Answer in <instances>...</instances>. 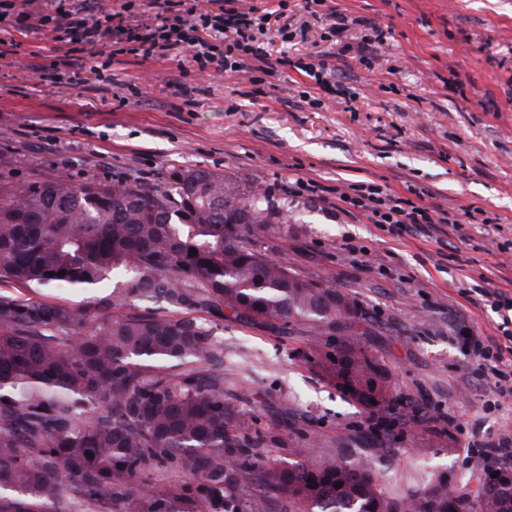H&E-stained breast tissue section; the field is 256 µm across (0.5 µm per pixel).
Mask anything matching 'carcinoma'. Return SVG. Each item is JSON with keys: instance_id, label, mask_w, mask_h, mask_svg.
I'll use <instances>...</instances> for the list:
<instances>
[{"instance_id": "cac0c4a2", "label": "carcinoma", "mask_w": 512, "mask_h": 512, "mask_svg": "<svg viewBox=\"0 0 512 512\" xmlns=\"http://www.w3.org/2000/svg\"><path fill=\"white\" fill-rule=\"evenodd\" d=\"M286 223L288 202L201 166L151 185L0 179V512H512V465L486 464L500 478L467 508L476 473L452 495L442 473L387 476V429L271 457L237 424L224 309L315 346L362 316L255 247ZM51 287L87 300L36 296Z\"/></svg>"}]
</instances>
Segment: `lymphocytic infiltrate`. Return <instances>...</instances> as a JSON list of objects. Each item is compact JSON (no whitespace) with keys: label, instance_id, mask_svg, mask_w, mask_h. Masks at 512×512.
I'll use <instances>...</instances> for the list:
<instances>
[{"label":"lymphocytic infiltrate","instance_id":"1","mask_svg":"<svg viewBox=\"0 0 512 512\" xmlns=\"http://www.w3.org/2000/svg\"><path fill=\"white\" fill-rule=\"evenodd\" d=\"M236 0H120L118 10L94 16L84 0H49L38 17L39 30L53 32L56 42L79 49L91 62V74L111 65L117 55L144 60L185 51L196 78L204 80L244 75L247 82H262L273 73L260 36L268 26V14L255 8H239ZM336 199L366 212L376 224H398L427 235L440 224L462 228L463 220L447 210L416 205L381 186L350 192L336 188ZM480 368L492 370L499 394L512 382V359L493 352L486 339L468 337L464 343Z\"/></svg>","mask_w":512,"mask_h":512}]
</instances>
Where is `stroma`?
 <instances>
[{
	"mask_svg": "<svg viewBox=\"0 0 512 512\" xmlns=\"http://www.w3.org/2000/svg\"><path fill=\"white\" fill-rule=\"evenodd\" d=\"M248 2L270 14L266 51L276 63L256 85L183 76L178 50L117 56L107 83L74 86L65 73L45 81L35 66L65 46L23 23L0 26V42L14 48L0 58V177L64 170L76 181L154 184L188 163L287 202V237L269 232L257 246L358 302L368 335L352 352L375 366L360 380L371 399L353 396L302 331L228 319L224 361L248 375L240 419L271 432L280 455L290 408L311 433L390 424L396 467L452 480L470 473L484 462L482 443L512 433V397L494 393L493 377L460 347L467 336L512 346L502 313L475 304L486 286L512 293V0H327L354 20L333 43L302 0ZM359 17L380 24L383 43L364 49L371 32ZM284 28L295 33L287 43ZM321 53L349 99L280 63ZM297 179L330 190L374 183L421 206L479 207L493 221L466 225L463 238L448 224L424 236L337 208L331 193H289ZM447 413L456 425L443 422Z\"/></svg>",
	"mask_w": 512,
	"mask_h": 512,
	"instance_id": "35a3bbf8",
	"label": "stroma"
}]
</instances>
